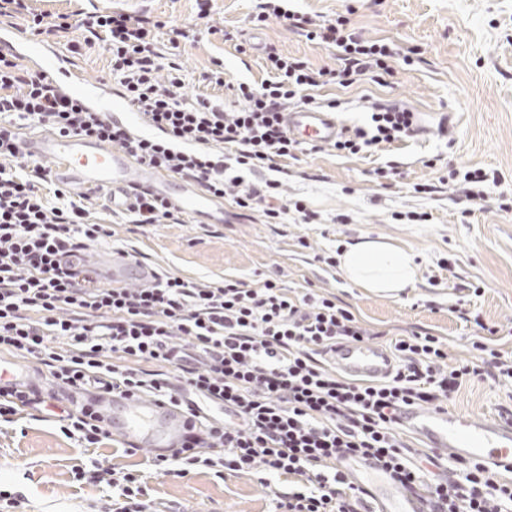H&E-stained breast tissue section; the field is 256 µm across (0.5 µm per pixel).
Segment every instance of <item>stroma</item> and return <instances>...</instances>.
<instances>
[{
    "label": "stroma",
    "mask_w": 512,
    "mask_h": 512,
    "mask_svg": "<svg viewBox=\"0 0 512 512\" xmlns=\"http://www.w3.org/2000/svg\"><path fill=\"white\" fill-rule=\"evenodd\" d=\"M257 4L218 0V34L202 32L181 43L175 59L188 95L228 99L227 88L199 80L218 63L225 79H266L260 49L268 44L312 67H337L332 50L307 40L287 22L272 18L253 25ZM31 6L52 15L93 6L148 12L178 26L190 25L196 12L194 0H31ZM290 7L327 20L347 15L365 39L384 41L397 51L386 85L362 80L346 89L328 85L320 90V101L340 100L336 115L343 124H369L361 101L366 95L411 109L420 133L369 153L342 155L325 146L282 160L289 196L303 199L317 213L315 224H267L257 214L238 215L229 204L220 224L187 215L179 224L140 228L97 205L90 208L91 221L112 225L114 247L135 251L138 263L187 279L255 283L276 272L291 287L333 294L374 333L378 345L420 328L447 342L451 360L472 358L475 329L459 318L464 309L502 327L500 342L512 350V210L498 207L500 194L512 196V0H292ZM228 32L255 44V51L239 54L234 42L225 40ZM390 162L399 173L389 186H380L373 171ZM452 166L500 176L486 200L468 206L466 217L461 214L466 206L446 183ZM421 183L434 185V192H415ZM423 212L428 221H412V214ZM338 215L345 223H335ZM362 236L411 250L419 265L416 287L397 296L375 294L322 263L338 244ZM302 237L309 247L299 245ZM473 284L481 285V296L469 295ZM511 401L512 388L475 382L448 407L493 416ZM145 457L144 451L131 454L110 443L82 448L53 420L26 418L19 428L0 430V489L20 495L22 512H93L106 491L76 481L74 469L93 461L138 469ZM145 482L156 512H274L273 490L284 484L274 475L261 482L253 475L220 479L210 472L182 479L149 474Z\"/></svg>",
    "instance_id": "1"
}]
</instances>
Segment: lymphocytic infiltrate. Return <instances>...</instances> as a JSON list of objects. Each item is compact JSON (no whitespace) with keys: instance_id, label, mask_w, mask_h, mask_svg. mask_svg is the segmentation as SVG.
<instances>
[{"instance_id":"lymphocytic-infiltrate-1","label":"lymphocytic infiltrate","mask_w":512,"mask_h":512,"mask_svg":"<svg viewBox=\"0 0 512 512\" xmlns=\"http://www.w3.org/2000/svg\"><path fill=\"white\" fill-rule=\"evenodd\" d=\"M280 18L308 40L335 49L340 68H312L267 45L265 81L225 82L222 71L202 81L226 85L233 108L204 97L187 100L177 67L162 68L157 49L163 24L147 13L78 11L54 20L33 13L26 0H0V20H22L31 35L83 32L71 52L98 44L123 96L155 131L132 136L79 97L62 94L43 71L0 54V351L45 367L54 385L0 384V424L28 411L57 409L62 433L89 448L110 439L106 421L86 392L113 390L181 407L187 432L171 455L149 457L162 476L183 478L190 468L216 477L271 474L286 477L275 489L277 512H368L369 492L343 472L346 458H366L397 487L433 503L437 512H512V478L479 460L448 461L409 446L400 432L401 408L447 407L468 383H512V351L499 348L497 327L473 341V360L452 366L448 345L426 331L395 337V373L359 380L328 368L321 357L342 341L368 331L334 296L300 291L276 277L253 287L241 280L197 282L155 275L151 285L109 287L85 262L91 246L112 235L109 225L87 220L82 199L50 181L45 166L21 152L23 129L44 126L91 137L134 159L190 181L265 223L316 221L302 201L290 199L274 178L279 160L295 157L282 112L315 104V89L348 88L360 77L381 82L394 52L387 43L348 31L340 16L320 21L278 0H261L255 22ZM167 30V29H164ZM190 30L168 29L178 47ZM369 127L355 128L334 144L356 155L414 136L416 114L397 104L371 105ZM76 481L110 492L103 512H152L142 477L92 464Z\"/></svg>"}]
</instances>
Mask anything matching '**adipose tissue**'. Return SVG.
Here are the masks:
<instances>
[{"mask_svg":"<svg viewBox=\"0 0 512 512\" xmlns=\"http://www.w3.org/2000/svg\"><path fill=\"white\" fill-rule=\"evenodd\" d=\"M338 269L355 286L375 293L401 292L418 281V265L410 251L364 237L343 244Z\"/></svg>","mask_w":512,"mask_h":512,"instance_id":"1","label":"adipose tissue"}]
</instances>
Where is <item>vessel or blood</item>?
Masks as SVG:
<instances>
[{"instance_id": "1", "label": "vessel or blood", "mask_w": 512, "mask_h": 512, "mask_svg": "<svg viewBox=\"0 0 512 512\" xmlns=\"http://www.w3.org/2000/svg\"><path fill=\"white\" fill-rule=\"evenodd\" d=\"M10 52L19 59L38 63L65 92L83 98L93 111L124 122L140 135L150 132L145 116L122 95L102 80H92L73 67L65 66L57 50H43L37 41L23 36L18 29L0 34V52ZM283 121L289 134L302 142L325 146L333 143L344 130L335 113L319 108H298L285 112ZM26 157L52 164V178L72 188H94L106 193L113 210H127L132 194L145 189L173 203L181 211L205 217L210 223L224 221V208L215 197L192 185L134 160L121 149L76 135H61L44 128L23 136ZM88 264L96 266L103 279L124 285L146 282L148 272L136 266L120 252H91ZM330 360L336 369L353 377L379 379L394 370L387 350L369 342L337 344ZM97 410L110 423L113 437L132 443L136 448L157 453L173 448L187 430V419L176 407L150 397L102 395L96 398ZM400 423L425 440L429 448L453 460L478 459L498 465H512V424L493 417H479L444 409L405 408ZM380 512H425L416 496L388 484L378 499Z\"/></svg>"}]
</instances>
